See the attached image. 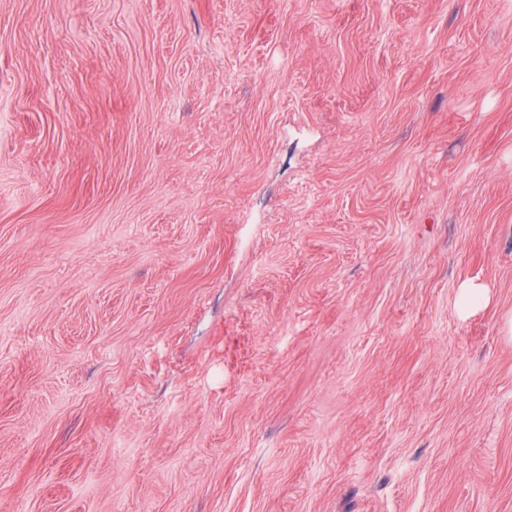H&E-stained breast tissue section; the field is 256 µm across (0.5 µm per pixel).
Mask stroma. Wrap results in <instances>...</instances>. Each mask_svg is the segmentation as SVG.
<instances>
[{
	"instance_id": "obj_1",
	"label": "stroma",
	"mask_w": 512,
	"mask_h": 512,
	"mask_svg": "<svg viewBox=\"0 0 512 512\" xmlns=\"http://www.w3.org/2000/svg\"><path fill=\"white\" fill-rule=\"evenodd\" d=\"M0 512H512V0H0Z\"/></svg>"
}]
</instances>
